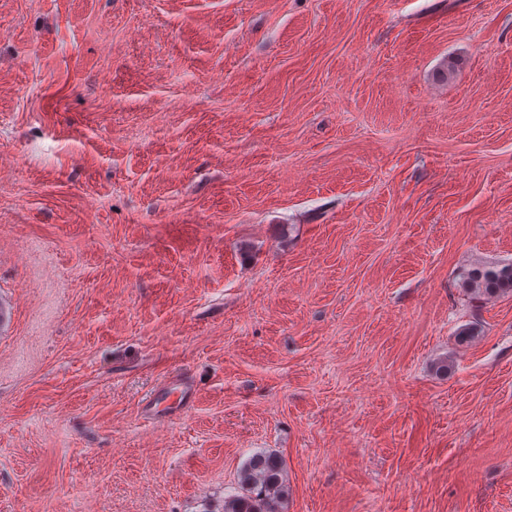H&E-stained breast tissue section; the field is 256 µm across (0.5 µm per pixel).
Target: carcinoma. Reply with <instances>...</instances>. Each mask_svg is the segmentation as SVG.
I'll list each match as a JSON object with an SVG mask.
<instances>
[{
  "label": "carcinoma",
  "mask_w": 512,
  "mask_h": 512,
  "mask_svg": "<svg viewBox=\"0 0 512 512\" xmlns=\"http://www.w3.org/2000/svg\"><path fill=\"white\" fill-rule=\"evenodd\" d=\"M464 284L473 300L512 292V263L477 266L469 270ZM241 493L224 501V512H277L279 500L287 494L282 462L274 454L258 452L246 463L240 475Z\"/></svg>",
  "instance_id": "carcinoma-1"
}]
</instances>
